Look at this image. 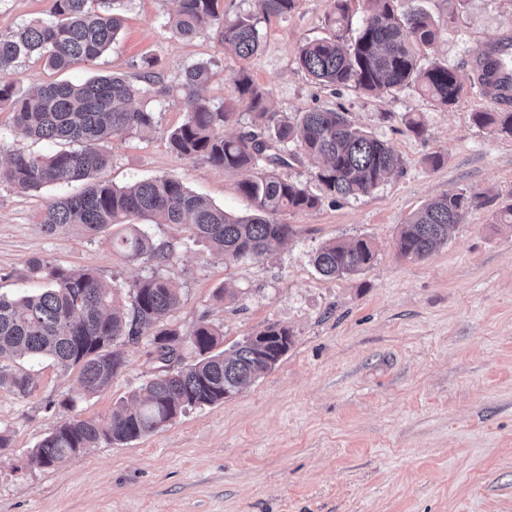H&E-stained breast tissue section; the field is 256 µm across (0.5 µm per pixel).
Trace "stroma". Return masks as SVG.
I'll list each match as a JSON object with an SVG mask.
<instances>
[{
	"instance_id": "1",
	"label": "stroma",
	"mask_w": 512,
	"mask_h": 512,
	"mask_svg": "<svg viewBox=\"0 0 512 512\" xmlns=\"http://www.w3.org/2000/svg\"><path fill=\"white\" fill-rule=\"evenodd\" d=\"M438 31L422 65L440 60L464 84L448 107L409 87L368 95L325 86L297 64L308 39L326 35L332 0H298L287 17L258 13L255 0H220L227 18L251 16L261 46L243 60L225 52L216 28L194 39L166 27L175 0H122V30L103 56L65 72L22 61L21 87L79 82L98 74L135 77L142 58L158 62L177 86L187 65L209 63L203 95L234 103L235 73L247 70L281 117L333 108L390 146L403 170L370 194L288 214L293 235L268 257L225 266L184 226L145 223L172 257L148 267L113 252L112 235L88 238L67 228L41 232L46 201L80 184L20 191L0 182V295L40 291L32 259L89 269L119 288L159 272L179 286L181 306L170 322L189 334L200 321L223 333L222 349L268 327L287 329L292 343L274 368L224 403L188 411L154 433L103 444L62 464L41 467L29 456L56 425L72 416L97 418L129 399L157 366L149 336L122 344L127 364L102 393L84 396L75 373L48 359H26L36 379L26 398L0 387V512H512V226L492 223L512 204V137L473 121L498 104L470 82L471 62L489 44L512 35V0H420ZM51 0H0V37L48 19ZM416 112L426 131L406 120ZM185 119L178 96L163 100L150 138L135 134L103 144L104 176L123 186L168 175L225 211H253L239 184L247 170L228 172L206 159L180 158L169 133ZM442 153L431 169L425 159ZM481 192L448 243L422 260L398 255L401 226L430 199L460 188ZM372 242L365 270L325 277L311 257L328 241ZM235 301L219 298L221 289ZM76 400L74 409L64 398Z\"/></svg>"
}]
</instances>
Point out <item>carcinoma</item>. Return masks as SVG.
<instances>
[{
	"label": "carcinoma",
	"instance_id": "obj_1",
	"mask_svg": "<svg viewBox=\"0 0 512 512\" xmlns=\"http://www.w3.org/2000/svg\"><path fill=\"white\" fill-rule=\"evenodd\" d=\"M52 19L22 25L0 38V105L10 107L14 125L27 137L46 142L75 143L76 149L44 155L8 151L0 166V182L24 191L49 185L84 181L85 189L46 202L38 215L43 233L53 235L77 226L92 237L108 227L118 228L112 249L132 260L153 264L170 258L172 250L156 246L133 217L155 224L184 225L190 237L209 244L224 263L257 259L293 234L282 217L310 210L321 198L301 184L264 171L239 184L254 204V213L237 217L190 192L170 176L116 186L103 177L110 157L99 144L116 136L143 138L155 131L157 112L148 101L165 98L158 62L144 58L139 82L123 75H99L80 82L50 81L22 90L12 79L16 64L34 58L53 71H63L79 60L94 61L117 39L122 19L114 12L117 0H52ZM298 0H256L265 16H286ZM366 14L355 37L342 35L348 21V0H333L326 22L328 35L303 44L298 50L302 71L320 84L348 86L366 94H393L415 87L442 106L455 103L463 90L457 73L443 62L423 67L419 51L437 39L430 14L419 6L394 13L392 0H366ZM171 33L193 39L207 27L221 28L224 50L245 60L260 47L250 16L226 19L219 0H177L168 21ZM478 84L495 97H512V53L496 56L491 48L475 62ZM213 76L211 66H186L177 85L185 112L184 122L168 136L171 152L179 157H204L226 171L253 168L261 162L285 164L283 154L293 145L319 161L315 178L333 199L357 198L370 193L403 169L399 155L382 140L352 125L346 113L331 109L304 112L296 123L277 118L245 69L233 78L238 97L234 104L214 107L202 95ZM245 106L256 130L226 138L224 126ZM473 121L512 137V112H476ZM482 193L462 188L439 196L416 211L396 238L398 253L423 259L451 237L463 213L475 206ZM375 259L372 243L364 238L351 243L331 241L320 247L312 263L327 277L351 275ZM29 271L46 280L41 292L19 300L0 297V386L7 385L22 398L32 394V375L8 360L28 355L47 357L64 370L77 372L82 393L105 391L125 366L115 343L136 341L155 327L149 354L165 349L163 343L180 332L168 326L167 315L183 301L180 289L152 274L120 289L105 287L89 271L76 272L41 259ZM222 333L207 322L191 333L199 359L187 368L149 380L133 397L119 403L103 419L74 416L52 429L32 453L31 461L52 467L72 455L103 443H127L153 433L193 408L224 403V393L249 387L269 370L258 359L250 338L229 352L216 351Z\"/></svg>",
	"mask_w": 512,
	"mask_h": 512
}]
</instances>
